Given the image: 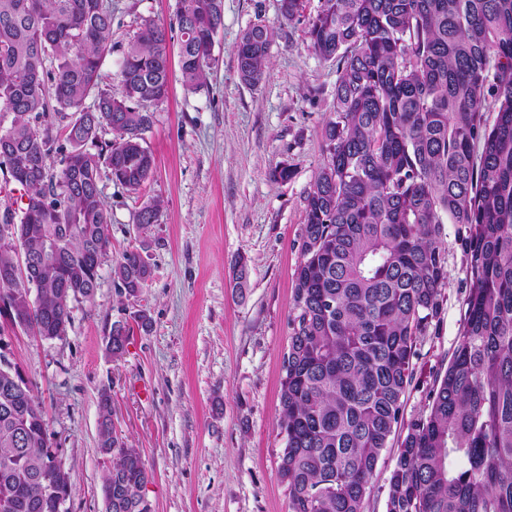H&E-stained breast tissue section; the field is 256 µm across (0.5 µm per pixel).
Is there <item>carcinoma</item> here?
Wrapping results in <instances>:
<instances>
[{"instance_id":"carcinoma-1","label":"carcinoma","mask_w":512,"mask_h":512,"mask_svg":"<svg viewBox=\"0 0 512 512\" xmlns=\"http://www.w3.org/2000/svg\"><path fill=\"white\" fill-rule=\"evenodd\" d=\"M174 25L181 82L197 92L224 0H176ZM111 30L104 0H0V169L27 196L20 212L0 216L21 250L0 249V316L43 339L71 324L72 305L99 285L112 221L101 165L130 191L153 169L143 141L150 108L170 89L167 31L143 21L112 95L100 91ZM306 36L336 64V86L305 199L280 380L277 472L288 512H365L394 445L386 512H512V0H319ZM272 41L259 23L240 37L246 84L265 78ZM104 126L117 140L92 153ZM159 211L145 204L137 223H156ZM448 219L464 227L463 330L427 411L396 442L418 341L444 311ZM49 245L59 256L28 295L14 279L18 255ZM112 274L135 297L151 268L132 249ZM127 340L112 326L106 351L121 358ZM99 404V448L115 457L104 495L112 512H144L146 464L114 433L112 396L101 392ZM49 448L40 402L0 370V496L10 512H55L47 481L71 496L70 479L47 464Z\"/></svg>"}]
</instances>
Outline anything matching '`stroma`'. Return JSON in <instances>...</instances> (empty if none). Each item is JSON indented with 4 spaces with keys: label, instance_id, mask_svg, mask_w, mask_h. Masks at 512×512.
<instances>
[{
    "label": "stroma",
    "instance_id": "35a3bbf8",
    "mask_svg": "<svg viewBox=\"0 0 512 512\" xmlns=\"http://www.w3.org/2000/svg\"><path fill=\"white\" fill-rule=\"evenodd\" d=\"M112 52L102 85L143 20L173 21L175 0H111ZM283 19L280 0H224L207 88L189 92L172 71L154 106L145 146L153 173L131 192L102 171L112 216L107 260L91 301L74 305L65 338L45 340L0 318L6 352L40 401L53 447L70 475L69 512H106L112 459L98 448L101 391L112 395V426L152 473L151 512H288L277 467L279 381L291 334L293 274L301 256L305 198L322 160V128L334 99L336 66L307 47L306 19ZM274 31L267 78L239 77L235 47L250 26ZM290 180H274L276 166ZM160 200L157 223L139 209ZM144 247L152 276L137 298L113 278V260ZM442 247L448 278L443 319L417 345L403 419L422 412L434 378L462 332L470 288L455 224ZM247 278L238 281L239 267ZM151 320L141 328L133 316ZM127 324L120 359L106 351L114 323Z\"/></svg>",
    "mask_w": 512,
    "mask_h": 512
}]
</instances>
